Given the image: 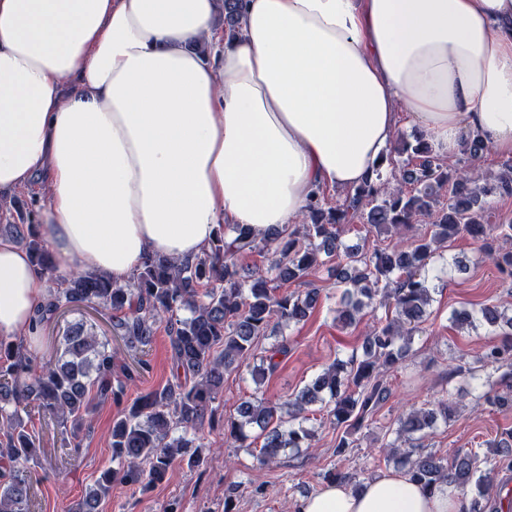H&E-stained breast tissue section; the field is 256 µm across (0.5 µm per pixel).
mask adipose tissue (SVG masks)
<instances>
[{
  "mask_svg": "<svg viewBox=\"0 0 512 512\" xmlns=\"http://www.w3.org/2000/svg\"><path fill=\"white\" fill-rule=\"evenodd\" d=\"M0 0V192L45 186L57 260L126 283L194 260L223 220L265 235L317 189L386 169L397 106L440 156L512 157V0ZM43 278L0 239V335H31ZM400 472L294 512H459Z\"/></svg>",
  "mask_w": 512,
  "mask_h": 512,
  "instance_id": "adipose-tissue-1",
  "label": "adipose tissue"
}]
</instances>
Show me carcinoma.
Instances as JSON below:
<instances>
[{
    "instance_id": "obj_1",
    "label": "carcinoma",
    "mask_w": 512,
    "mask_h": 512,
    "mask_svg": "<svg viewBox=\"0 0 512 512\" xmlns=\"http://www.w3.org/2000/svg\"><path fill=\"white\" fill-rule=\"evenodd\" d=\"M240 4L223 0L224 27L230 31L239 24ZM485 148L479 136H469L461 150L464 166L452 174L427 142L399 137L392 148L398 159L387 157L390 176L380 174L377 182L353 188L342 203L330 206L318 192L309 201L304 223L267 236L223 224L210 247L193 261L177 264L150 255L125 285L100 274L60 273L39 232L40 212L14 209L10 227L26 241L31 261L50 283L36 309L35 331L66 306L80 303L112 313L128 346L149 345L161 326L169 337L174 379L118 412L112 421V460L118 467L101 472L78 512H95L117 481L145 488L163 481L178 459L192 466L204 462L199 432L214 418L224 373L253 360L251 378L259 386L278 368L277 358L290 351L284 328L304 321L315 297L313 290H289L288 283L309 275L322 255L339 259L336 283L342 292L336 312L344 325L356 323L368 308L391 307L394 318L364 336L361 357L336 360L288 401H242L237 416L224 420V436L242 447L249 431L258 430V460L266 465L287 449L312 447L315 430L305 426L304 416L311 405L327 407L336 426L347 423L357 429L368 422L391 394L384 374L406 361L413 332L432 300L431 260L461 235L485 240L486 197L512 196V159L503 161L485 182L468 168ZM444 192L446 203L441 201ZM355 220L379 233L422 223L432 230L409 244L400 239L344 250L341 226ZM253 253L265 254L267 264L243 277L237 262ZM483 254L498 273L512 278L511 248L487 244ZM478 320L493 330L512 328V318L495 304L481 307L477 316L466 309L451 316L458 326H473ZM266 337L275 343L260 354L258 341ZM58 346L59 355L36 370L22 343L0 338V460L11 473L8 484H0V512H31L30 464L37 455L25 417L32 409L76 435L91 425L98 404L109 398L122 404L133 380L126 365L122 375L114 374L118 349L82 322L67 325ZM478 362L497 370L508 367L504 377L511 380L512 344L487 347ZM453 412L452 399L443 397L404 414L396 441L386 445V461L426 487L452 486L461 496V512H487L495 476L512 470V450L491 448L482 454L461 448L445 462L421 448L419 440Z\"/></svg>"
}]
</instances>
